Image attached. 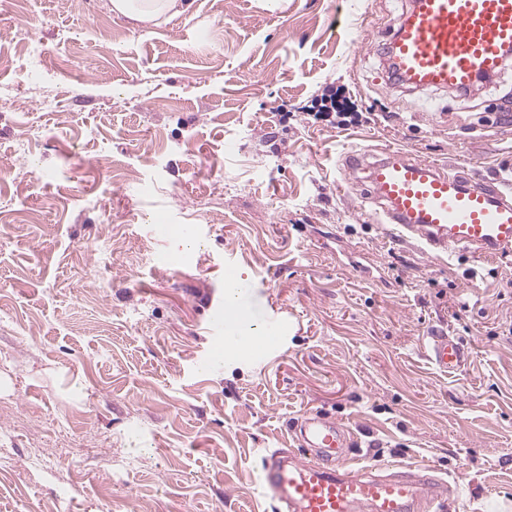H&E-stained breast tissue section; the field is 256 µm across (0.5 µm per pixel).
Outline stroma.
Instances as JSON below:
<instances>
[{"instance_id":"35a3bbf8","label":"stroma","mask_w":512,"mask_h":512,"mask_svg":"<svg viewBox=\"0 0 512 512\" xmlns=\"http://www.w3.org/2000/svg\"><path fill=\"white\" fill-rule=\"evenodd\" d=\"M408 7L0 0V512H276L260 456L308 411L350 467L512 512V257L426 254L338 171L388 147L512 181V114L482 119L512 59L464 95L393 84L376 38ZM233 281L280 343L197 375ZM112 11L140 23L158 24L163 18L186 13L187 0H112ZM427 347L431 362L444 373L458 370L467 358L464 344L447 333L436 331L427 336Z\"/></svg>"}]
</instances>
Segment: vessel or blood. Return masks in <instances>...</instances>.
<instances>
[{"label":"vessel or blood","instance_id":"1","mask_svg":"<svg viewBox=\"0 0 512 512\" xmlns=\"http://www.w3.org/2000/svg\"><path fill=\"white\" fill-rule=\"evenodd\" d=\"M387 66L413 90L466 92L496 76L512 52V0H412L383 37ZM349 173L366 172L368 195L385 224L423 251L467 254L481 261L512 254V187L475 179L396 151L350 152ZM431 362L444 373L464 365L457 337L427 338ZM298 452L274 449L263 461L268 492L279 512H430L447 488L423 469L382 474L336 465L347 429L318 412L306 413Z\"/></svg>","mask_w":512,"mask_h":512}]
</instances>
